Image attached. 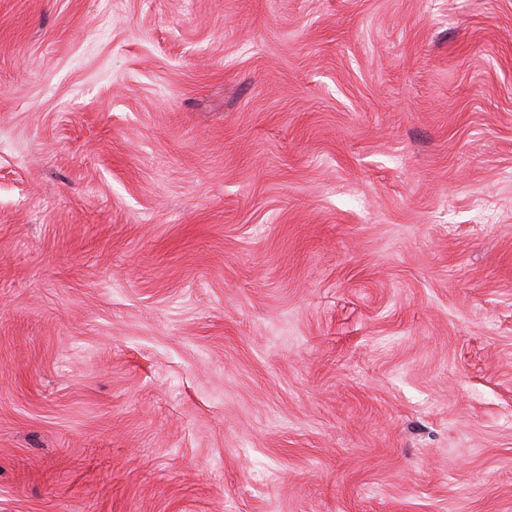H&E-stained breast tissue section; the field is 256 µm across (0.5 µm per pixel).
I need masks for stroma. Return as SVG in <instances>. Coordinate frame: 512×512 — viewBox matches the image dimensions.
I'll list each match as a JSON object with an SVG mask.
<instances>
[{"label":"stroma","instance_id":"35a3bbf8","mask_svg":"<svg viewBox=\"0 0 512 512\" xmlns=\"http://www.w3.org/2000/svg\"><path fill=\"white\" fill-rule=\"evenodd\" d=\"M0 512H512V0H0Z\"/></svg>","mask_w":512,"mask_h":512}]
</instances>
